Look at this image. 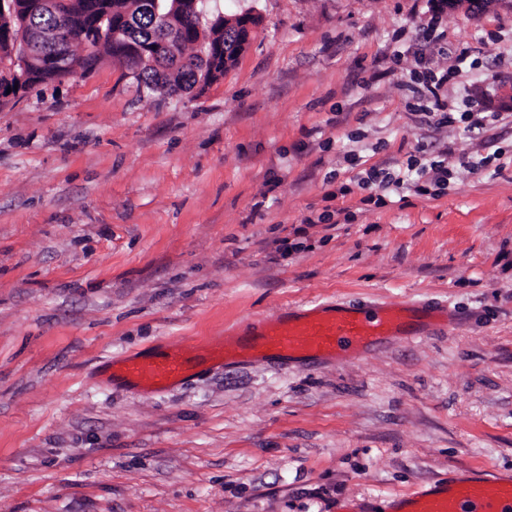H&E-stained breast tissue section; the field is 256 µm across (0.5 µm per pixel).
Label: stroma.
<instances>
[{
	"label": "stroma",
	"instance_id": "1",
	"mask_svg": "<svg viewBox=\"0 0 512 512\" xmlns=\"http://www.w3.org/2000/svg\"><path fill=\"white\" fill-rule=\"evenodd\" d=\"M258 17L204 93L110 57L0 106V512H395L512 475V0H204ZM444 88L497 121H422ZM451 146L441 196L361 178ZM500 160L480 166L492 153ZM448 313L355 358L113 364L312 302ZM471 52V48L462 47L456 56V64L451 69L443 73H436L433 70L428 71L420 87L413 88V93H416L422 104L420 111L428 118L440 116L439 120L445 123H452L456 120L453 114L457 112H445L448 109V101L442 98L440 93L441 88L445 82L453 77L455 74L462 72L461 65L464 64Z\"/></svg>",
	"mask_w": 512,
	"mask_h": 512
}]
</instances>
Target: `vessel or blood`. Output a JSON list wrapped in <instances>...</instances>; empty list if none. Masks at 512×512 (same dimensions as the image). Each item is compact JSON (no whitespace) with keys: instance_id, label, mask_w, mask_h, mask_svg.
<instances>
[{"instance_id":"obj_1","label":"vessel or blood","mask_w":512,"mask_h":512,"mask_svg":"<svg viewBox=\"0 0 512 512\" xmlns=\"http://www.w3.org/2000/svg\"><path fill=\"white\" fill-rule=\"evenodd\" d=\"M439 313L416 304L386 302L358 307L345 303L288 309L244 331L201 346L174 344L152 356L133 355L118 366L123 377L150 390L181 383L213 363L264 358L329 361L356 357L388 336L409 339L436 324ZM406 512H512V477L491 470L425 486L402 499Z\"/></svg>"}]
</instances>
